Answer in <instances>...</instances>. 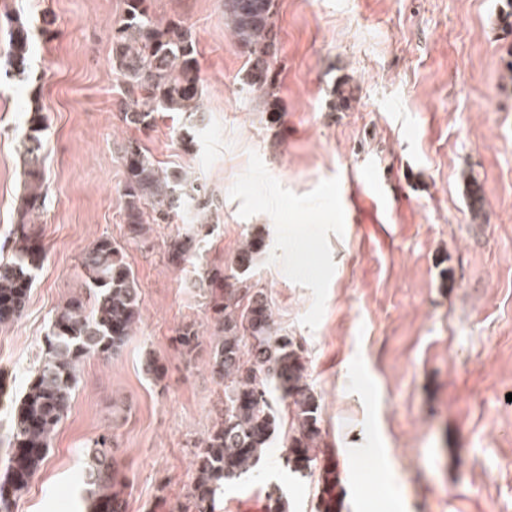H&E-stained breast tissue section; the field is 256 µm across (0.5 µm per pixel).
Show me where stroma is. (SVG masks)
Segmentation results:
<instances>
[{"label": "stroma", "mask_w": 512, "mask_h": 512, "mask_svg": "<svg viewBox=\"0 0 512 512\" xmlns=\"http://www.w3.org/2000/svg\"><path fill=\"white\" fill-rule=\"evenodd\" d=\"M189 27L199 50L197 123L163 112L125 126L110 64L125 0H0L30 30L29 76L0 74V246L9 244L28 111L48 118L46 259L26 309L0 326V435L42 354L56 308L88 295L78 259L96 239L123 250L141 321L119 355L91 356L49 455L14 512H82L81 450L112 440L127 512H174L194 456L224 406L209 370L214 325L202 269L223 268L262 235L249 271L277 334L294 337L320 404L323 440L305 475L285 466L287 426L252 475L219 489L215 512H318L334 469L339 512H512V33L505 0H278L277 117L244 84L248 54L224 0H149ZM186 171L213 201L194 263H169L186 208L130 234L120 147ZM375 169L373 208L351 173ZM196 325L187 357L174 339ZM164 367L142 370L147 355Z\"/></svg>", "instance_id": "stroma-1"}]
</instances>
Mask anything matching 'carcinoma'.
I'll use <instances>...</instances> for the list:
<instances>
[{
    "instance_id": "obj_1",
    "label": "carcinoma",
    "mask_w": 512,
    "mask_h": 512,
    "mask_svg": "<svg viewBox=\"0 0 512 512\" xmlns=\"http://www.w3.org/2000/svg\"><path fill=\"white\" fill-rule=\"evenodd\" d=\"M270 0H224V19L236 43L249 55L245 85L273 98L270 55L276 12ZM9 26L0 66L11 75L28 74L30 37L19 17L5 15ZM112 69L123 82L117 104L128 127L149 128L158 112H201L199 60L192 31L179 20L158 23L148 0H126V14L112 34ZM47 117L36 105L30 110L20 161L24 185L19 197L18 224L10 233L11 254L0 261V325L22 315L44 251L36 246L34 229L45 208L43 143ZM125 169L123 197L130 231L143 235L146 209L164 220L170 212L194 204L191 231L168 245L171 261L192 258L205 224L201 216L212 202L202 187L178 170L163 169L136 140L121 147ZM264 250L263 238L253 235L224 270L199 276L200 285L214 290L210 310L219 335L215 337L211 373L224 382V412L213 422L203 449L195 454V479L187 503L178 512H214L216 491L252 473L269 448L278 415L269 399L279 392L289 414L286 465L295 474L310 467L309 451L322 439L319 406L306 379L302 349L293 338L274 332L272 311L264 291L244 278ZM80 268L89 298L69 297L57 308L44 339L42 361L15 406L6 436L9 456L0 473V512L13 507L45 460L53 436L70 406L80 365L89 356L109 359L133 336L141 316L139 284L124 261L121 248L108 237L97 239L82 254ZM184 355L199 344L194 325L176 337ZM80 483L91 512H126V474L101 436L82 450ZM337 477L323 474L324 512H336ZM267 512H288V500L278 486L266 493Z\"/></svg>"
}]
</instances>
